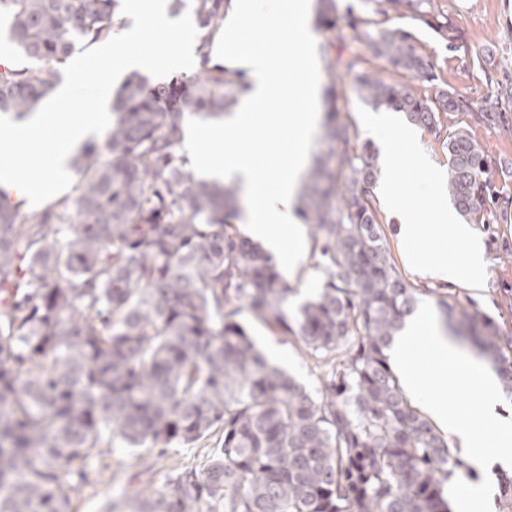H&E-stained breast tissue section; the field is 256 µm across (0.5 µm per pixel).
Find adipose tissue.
<instances>
[{
	"mask_svg": "<svg viewBox=\"0 0 512 512\" xmlns=\"http://www.w3.org/2000/svg\"><path fill=\"white\" fill-rule=\"evenodd\" d=\"M309 0H230L224 22L213 39V62L242 70L249 85L239 109L225 120L190 133L191 140L218 144L217 152L193 158L197 178L232 183L242 189L246 207L244 230L275 257L296 265L306 252L303 227L297 220L299 182L309 161L312 135L322 119L315 109L319 95ZM266 30L288 27L298 53H272L235 38L246 22ZM287 112V126L274 129L281 144L275 166H265L243 134L254 123L257 105ZM405 385L420 397L426 412L449 438L458 442L480 482L456 481L459 499L487 502L496 472L512 469V414L504 413V393L497 374L470 359L457 347L431 308L418 309L395 336L389 352ZM478 390L471 411L452 402L451 386Z\"/></svg>",
	"mask_w": 512,
	"mask_h": 512,
	"instance_id": "1",
	"label": "adipose tissue"
}]
</instances>
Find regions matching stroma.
<instances>
[{"label": "stroma", "mask_w": 512, "mask_h": 512, "mask_svg": "<svg viewBox=\"0 0 512 512\" xmlns=\"http://www.w3.org/2000/svg\"><path fill=\"white\" fill-rule=\"evenodd\" d=\"M432 4L458 27L456 49H448L411 10H404L392 24L412 32L416 46L429 55L442 83L469 101L470 111L450 115L448 126H470L487 157L497 189L512 197V128L476 118L491 87L501 84L512 90V0H432ZM336 5V27L327 30L317 24L313 31L319 49H326L332 42L346 52L354 46L347 20L363 14V0H336ZM382 216L396 267L408 286L417 289L418 302L429 304L438 312L448 303L480 313L496 328L502 345L512 344V220L475 225L474 230L485 246L488 267L483 287L469 289L452 281L425 280L412 272L402 258L396 219L387 210ZM320 261L319 255L307 253L294 276L284 278L289 289V314H297L317 293L325 277ZM240 320L252 340L263 343L272 354L273 365L293 377L307 392L315 394L323 389L325 373L302 343L269 329L250 311H243ZM216 443L212 437L160 454L114 442L104 449L87 482L73 493L70 512H102L109 502L113 503L114 512H127V499L159 496L170 490L171 477L176 472L201 470Z\"/></svg>", "instance_id": "1"}]
</instances>
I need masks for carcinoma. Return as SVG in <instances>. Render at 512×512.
Listing matches in <instances>:
<instances>
[{
	"instance_id": "1",
	"label": "carcinoma",
	"mask_w": 512,
	"mask_h": 512,
	"mask_svg": "<svg viewBox=\"0 0 512 512\" xmlns=\"http://www.w3.org/2000/svg\"><path fill=\"white\" fill-rule=\"evenodd\" d=\"M120 0H0L27 64L0 71V112L21 117L55 88L80 41L124 26ZM348 27L363 51L329 58L376 108L402 112L448 153L446 190L468 224L508 220L484 152L444 117L469 102L438 84L413 35L390 25L408 8L454 47L431 0H365ZM229 0H171L200 31L201 69L117 95L103 148L74 159V194L41 212L0 206V512H69L71 493L115 439L135 448L190 446L222 432L206 468L134 512H450L443 485L464 462L402 393L386 351L416 291L398 274L374 184L382 160L337 120L326 88L322 159L305 175L301 217L326 258L325 282L300 316L259 247L228 218L237 191L196 179L180 153L185 115L218 118L247 89L243 72L210 64ZM318 20L336 26V0ZM248 309L328 368L311 397L256 351ZM459 323L512 390V364L479 313Z\"/></svg>"
}]
</instances>
